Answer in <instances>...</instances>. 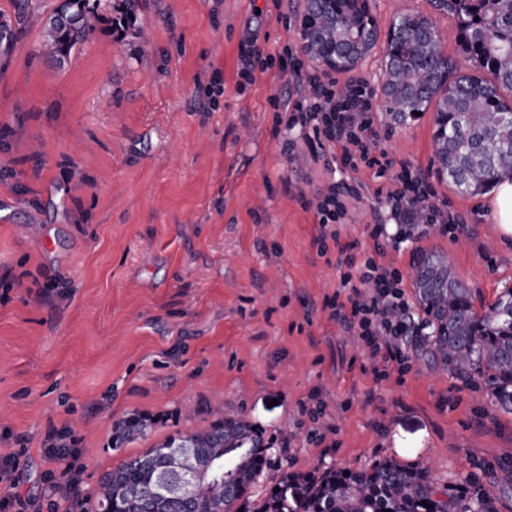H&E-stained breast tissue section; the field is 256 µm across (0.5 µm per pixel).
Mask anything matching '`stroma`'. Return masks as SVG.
<instances>
[{
    "label": "stroma",
    "mask_w": 512,
    "mask_h": 512,
    "mask_svg": "<svg viewBox=\"0 0 512 512\" xmlns=\"http://www.w3.org/2000/svg\"><path fill=\"white\" fill-rule=\"evenodd\" d=\"M29 0L0 72V457L16 456L21 512H97L101 477L216 407L244 418L269 464L248 493L256 508L281 473L362 470L393 458L440 484L493 478L512 512V414L408 337L405 373L375 381L329 305L335 252L320 255L308 200L335 188L341 243L372 251L370 225L395 230L391 174L351 169L340 147L289 127L275 99L296 100L313 71L301 55V0H138L139 31L117 32L112 0L96 30L57 68ZM261 53H242L245 43ZM382 46L354 74L372 91L379 148L427 177L467 229L419 228L380 261L411 268L436 250L485 312L512 287V242L490 197L442 182L433 115L392 123L378 91ZM158 418L116 448L130 412ZM65 442L74 460L43 450Z\"/></svg>",
    "instance_id": "35a3bbf8"
}]
</instances>
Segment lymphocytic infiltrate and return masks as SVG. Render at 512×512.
<instances>
[{"label":"lymphocytic infiltrate","mask_w":512,"mask_h":512,"mask_svg":"<svg viewBox=\"0 0 512 512\" xmlns=\"http://www.w3.org/2000/svg\"><path fill=\"white\" fill-rule=\"evenodd\" d=\"M308 84L309 95L294 104L290 124L311 131L315 142L340 145L346 166L374 168L381 173L391 169L393 159L376 147L379 134L369 117L372 99L366 83L354 78L341 85L331 73L323 72L310 75ZM434 196L432 186L419 173L401 168L387 195L400 228L391 234L383 225H372L369 235L375 253L371 256L357 257L352 243L338 248L336 268L340 285L348 293L345 301H332L331 306L344 310L345 325L356 332L378 380L388 378L393 365L404 363L402 340L410 329L408 306L402 299L403 274L393 265L377 262V254L410 240V228L416 224L436 228L452 238L464 230L446 204L435 201Z\"/></svg>","instance_id":"lymphocytic-infiltrate-1"}]
</instances>
